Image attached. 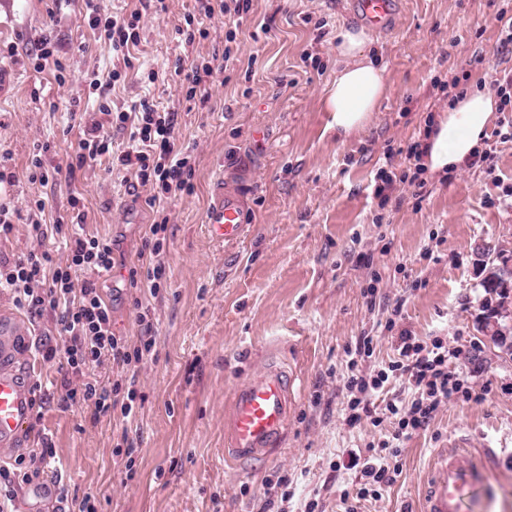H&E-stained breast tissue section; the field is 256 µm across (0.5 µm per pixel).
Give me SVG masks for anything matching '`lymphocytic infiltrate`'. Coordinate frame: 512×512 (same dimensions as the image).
<instances>
[{
    "label": "lymphocytic infiltrate",
    "instance_id": "1",
    "mask_svg": "<svg viewBox=\"0 0 512 512\" xmlns=\"http://www.w3.org/2000/svg\"><path fill=\"white\" fill-rule=\"evenodd\" d=\"M198 11L183 17L176 32L185 41H194L202 32L204 19L230 17L234 26H241L251 8V0H196ZM140 9L130 16H103L99 0H85L84 19L108 41L113 52L122 53L137 45L139 23L145 11H166L165 0H140ZM117 119L128 137L119 154L109 152L111 136L105 123L92 122L83 131L75 161L66 169L68 179H75L77 170L111 155L112 164L134 177L137 185L149 188V204L158 220L150 225L136 265L129 268L130 297L136 312L140 334L136 345H129L112 330V306L95 281L96 276L110 272L115 264L113 243L106 238L88 235L84 224L85 210L73 207L66 215L43 224L44 200L30 201L28 219L37 245L15 260L0 259V291L11 296L14 303L30 314H51L60 345L45 346L43 359L55 364L60 376L56 387V405L66 410L76 405L91 408L93 418L120 412L122 417L134 414L137 397V368L143 360L154 357L156 338L153 325L143 310L145 296H158L166 276L162 258L161 233L167 223L168 201L180 197L190 186L195 172V156L190 145L181 142L178 115L161 111L148 102L118 113ZM61 240L66 258L54 260L42 241ZM394 361L376 374L351 373L344 379L350 395L346 416L349 424L369 420L379 425L390 419L391 429L378 445L367 452L347 450V469L355 471L359 485L343 491L346 512H359L362 501L378 497L380 490L392 486L402 470L397 461L400 443L410 434L426 429L442 403L454 396L473 398L466 378L449 365L454 356L447 343L429 342L413 336L401 337ZM120 368L122 375L104 384L92 379L90 372L103 363ZM401 380L410 390V401H388L383 410H376L372 398L383 391L389 379Z\"/></svg>",
    "mask_w": 512,
    "mask_h": 512
}]
</instances>
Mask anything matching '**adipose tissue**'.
Segmentation results:
<instances>
[{
  "instance_id": "1",
  "label": "adipose tissue",
  "mask_w": 512,
  "mask_h": 512,
  "mask_svg": "<svg viewBox=\"0 0 512 512\" xmlns=\"http://www.w3.org/2000/svg\"><path fill=\"white\" fill-rule=\"evenodd\" d=\"M338 38L341 67L327 90L324 107L331 114L328 130L342 139L369 126L390 88L385 69L371 56L363 33L344 29ZM495 108L494 96L484 90L470 89L455 98L429 130L423 167L441 178L461 167L480 147Z\"/></svg>"
}]
</instances>
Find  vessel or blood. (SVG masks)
Instances as JSON below:
<instances>
[{
	"instance_id": "vessel-or-blood-1",
	"label": "vessel or blood",
	"mask_w": 512,
	"mask_h": 512,
	"mask_svg": "<svg viewBox=\"0 0 512 512\" xmlns=\"http://www.w3.org/2000/svg\"><path fill=\"white\" fill-rule=\"evenodd\" d=\"M347 10L368 34L389 31L399 14V0H345ZM244 200L239 191L219 192L206 215L211 238L234 244L246 233ZM30 329L12 314L0 313V448L14 447L33 415L29 384L16 365L31 345ZM296 376L285 364L268 360L237 385L231 398L227 435L235 459L251 462L268 457L288 428L291 391ZM487 463L451 444L438 453L423 493V512H465L476 490L486 485Z\"/></svg>"
}]
</instances>
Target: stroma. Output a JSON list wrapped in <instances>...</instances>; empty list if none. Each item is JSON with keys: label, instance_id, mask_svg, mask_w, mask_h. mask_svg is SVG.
Returning a JSON list of instances; mask_svg holds the SVG:
<instances>
[{"label": "stroma", "instance_id": "obj_1", "mask_svg": "<svg viewBox=\"0 0 512 512\" xmlns=\"http://www.w3.org/2000/svg\"><path fill=\"white\" fill-rule=\"evenodd\" d=\"M167 2L168 12L143 15L140 42L123 60L84 23L83 0H0V160L17 176L0 184V204L18 213L0 235V257L34 244L27 200L63 213L81 197L87 232L112 239L126 259L98 283L112 302L113 332L128 341L139 328L126 264L156 217L148 190L130 188L106 156L75 181L45 184L30 181L31 159L40 153L62 168L72 161L81 134L69 114L95 109V78L113 112L143 100L177 110L182 137L195 146L193 187L168 206L167 283L150 302L156 356L139 371L135 458L115 451L121 415L95 422L83 406L44 410L41 426L72 490L91 494L97 512H258L263 482L279 470L296 485L291 512L311 499L318 512H344L341 492L356 478L334 474V465L390 428L345 424L347 351L373 336L369 365L379 369L408 333L447 341L456 370L484 396L448 401L427 429L404 439L401 476L361 512H421L428 469L453 440L489 457L490 512H512V352L482 328L483 283L512 265V141L500 137L512 113H496L483 165L448 181L427 178L420 193L397 185L385 204L375 195L381 168L409 169L407 146L429 113L447 107L453 80L488 91L495 72L512 70L496 20L512 0H400L394 27L368 40L390 93L369 127L340 141L325 131L322 99L336 76L337 33L358 28L343 0H252L240 61L229 69L223 19L205 20L207 38L189 45L175 29L195 0ZM43 36L65 84L35 69ZM180 59L215 68L207 108L186 100ZM223 183L244 192L248 224L245 238L227 246L205 229ZM28 323L38 364L29 381L47 389L58 374L38 347L57 343L54 321L46 314ZM269 355L298 375L288 429L263 463L226 464V400Z\"/></svg>", "mask_w": 512, "mask_h": 512}]
</instances>
